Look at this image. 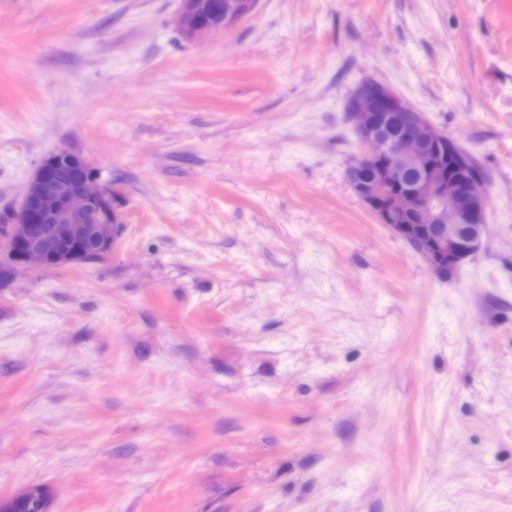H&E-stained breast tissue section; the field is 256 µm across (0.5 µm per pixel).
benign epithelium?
<instances>
[{
    "label": "benign epithelium",
    "mask_w": 512,
    "mask_h": 512,
    "mask_svg": "<svg viewBox=\"0 0 512 512\" xmlns=\"http://www.w3.org/2000/svg\"><path fill=\"white\" fill-rule=\"evenodd\" d=\"M255 9L251 0H181L176 25L184 38L202 40ZM347 110L360 143L345 171L350 188L378 223L414 246L436 274L448 276L479 250L486 234L482 179L451 159L440 131L387 86L359 84ZM64 161L79 165L83 177L61 175ZM123 231L115 194L99 173L80 154L59 151L36 168L0 235L7 279L18 264L73 263L72 246L102 258Z\"/></svg>",
    "instance_id": "benign-epithelium-1"
}]
</instances>
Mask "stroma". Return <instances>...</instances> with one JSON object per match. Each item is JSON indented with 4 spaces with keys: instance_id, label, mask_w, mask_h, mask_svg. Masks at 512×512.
Here are the masks:
<instances>
[{
    "instance_id": "1",
    "label": "stroma",
    "mask_w": 512,
    "mask_h": 512,
    "mask_svg": "<svg viewBox=\"0 0 512 512\" xmlns=\"http://www.w3.org/2000/svg\"><path fill=\"white\" fill-rule=\"evenodd\" d=\"M0 0V215L71 149L126 228L0 288V498L512 512V0ZM365 78L488 188L448 277L348 186ZM258 1L181 0L176 25L187 40H202L214 30L229 28L251 15Z\"/></svg>"
}]
</instances>
